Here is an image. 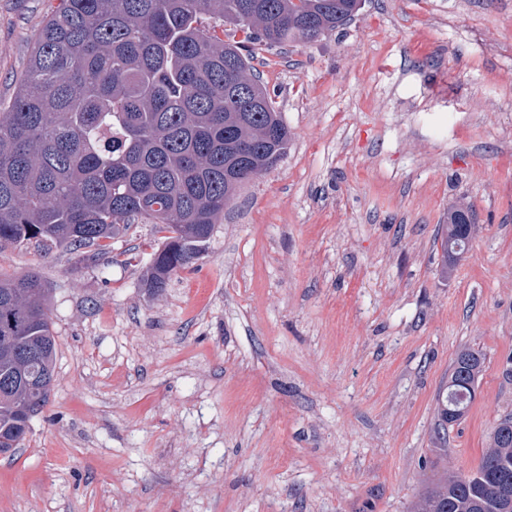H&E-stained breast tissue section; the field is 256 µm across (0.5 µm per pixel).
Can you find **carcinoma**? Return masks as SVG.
Listing matches in <instances>:
<instances>
[{
    "mask_svg": "<svg viewBox=\"0 0 512 512\" xmlns=\"http://www.w3.org/2000/svg\"><path fill=\"white\" fill-rule=\"evenodd\" d=\"M360 0H61L45 20L23 81L0 111V247L36 243L99 255L143 218L166 233L142 285L158 294L198 257L235 190L272 168L288 128L248 45L316 40ZM224 26L209 32L201 19ZM244 39H235L236 32ZM470 206L448 209L441 246L456 261ZM55 339L36 273L0 278V448H16L47 399L22 383L53 379ZM484 368L463 349L436 413L461 420ZM512 488V417L479 463L438 480L416 512H503Z\"/></svg>",
    "mask_w": 512,
    "mask_h": 512,
    "instance_id": "carcinoma-1",
    "label": "carcinoma"
}]
</instances>
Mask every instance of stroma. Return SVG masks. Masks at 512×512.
I'll list each match as a JSON object with an SVG mask.
<instances>
[{"instance_id": "35a3bbf8", "label": "stroma", "mask_w": 512, "mask_h": 512, "mask_svg": "<svg viewBox=\"0 0 512 512\" xmlns=\"http://www.w3.org/2000/svg\"><path fill=\"white\" fill-rule=\"evenodd\" d=\"M59 0H0V102ZM288 150L149 294L162 239L0 247L38 273L49 403L0 455V512H414L512 414V0H362L335 32L254 47ZM470 248L442 274L452 205ZM485 358L466 416L437 395ZM483 368L484 359L480 353L463 349L456 354L448 387L438 397L436 413L441 425L456 423L466 415Z\"/></svg>"}]
</instances>
